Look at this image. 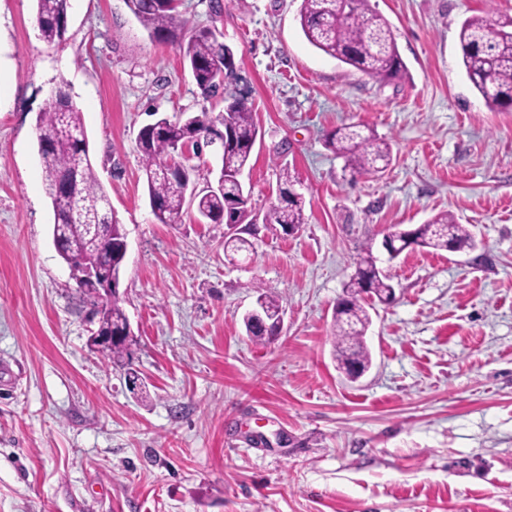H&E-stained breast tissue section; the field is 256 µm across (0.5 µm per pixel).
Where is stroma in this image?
Returning a JSON list of instances; mask_svg holds the SVG:
<instances>
[{"label":"stroma","instance_id":"1","mask_svg":"<svg viewBox=\"0 0 512 512\" xmlns=\"http://www.w3.org/2000/svg\"><path fill=\"white\" fill-rule=\"evenodd\" d=\"M301 3L181 0L255 104L250 247L229 260L224 225L192 210L158 223L137 150L146 124L223 98L127 0H70L53 45L34 0H0V512H512V110L486 108L458 38L465 17L512 19V0H370L407 67L390 83L312 47ZM62 82L126 233L140 392L89 347L91 302L53 245L35 122ZM358 123L390 142L384 173H351L328 148ZM284 168L305 201L291 236L263 221ZM441 211L476 250L389 259L388 228ZM367 249L395 299L353 382L333 314ZM262 292L284 309L266 343L243 323Z\"/></svg>","mask_w":512,"mask_h":512}]
</instances>
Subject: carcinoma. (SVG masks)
<instances>
[{"instance_id":"cac0c4a2","label":"carcinoma","mask_w":512,"mask_h":512,"mask_svg":"<svg viewBox=\"0 0 512 512\" xmlns=\"http://www.w3.org/2000/svg\"><path fill=\"white\" fill-rule=\"evenodd\" d=\"M36 20L42 39L52 44L61 40L68 17L69 0H35ZM131 10L149 35L177 43L194 80L202 92L219 87L218 71L224 68V101L229 103L232 134L220 136L224 112L212 116L180 115L161 118L152 127L140 130L137 148L142 156L149 200L154 202L156 220L162 224H180L185 205L195 206L199 216L213 224L224 223L225 215L244 218L247 205L237 201L238 188L229 184L225 190H202L187 195L182 178L165 169L176 160L181 145L201 139L204 134L219 136L222 147L221 167L233 175L247 166L256 142L254 112L248 94L240 87L233 51L218 42L210 29H189L173 0H128ZM301 30L307 41L325 54L362 71L382 83L405 77V65L398 53L388 21L369 6V0H302L299 11ZM459 42L462 64L468 80L481 95L491 112L512 106V20L492 23L482 16H468L460 24ZM66 97L64 105L52 101L38 114L35 130L38 150L43 152L46 193L51 200L53 223L64 241L61 258L71 270L98 269L102 279L120 277L125 254L119 244L126 239L122 225L113 222L109 197L100 183L90 157L83 113L74 103L66 85H60ZM328 146L343 157L354 173L381 172L391 162L390 144L377 138L367 125L344 126L329 136ZM294 187L289 169L280 172L279 189L285 191L284 204L270 208L266 224L285 230L305 223L304 199L291 192ZM112 224L111 239L90 236L88 225ZM411 240L421 248L448 250L453 244L461 251L473 247L474 237L455 217L442 211L412 230ZM360 278H352L344 294L353 298L347 307L335 308L333 343L339 369L350 365L367 367L370 352L364 332L370 324L371 305L360 298V289L369 288L377 297L388 293L392 285L381 274L372 253L358 264ZM98 329L118 330L127 322L118 292L93 303ZM282 314L281 301L264 293L257 297L255 312L244 317L246 332L255 341L269 340L268 328L276 325ZM134 337L98 349L116 365L128 364Z\"/></svg>"}]
</instances>
